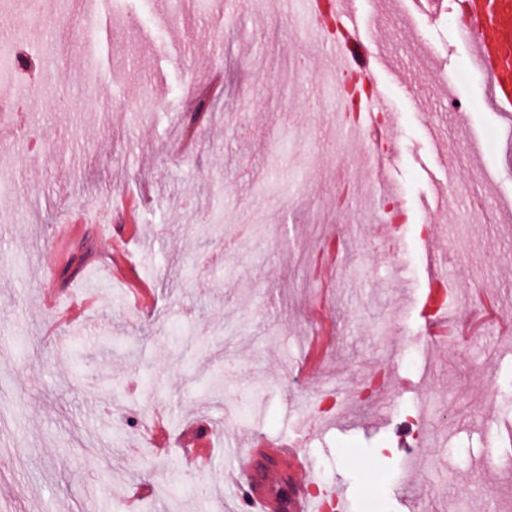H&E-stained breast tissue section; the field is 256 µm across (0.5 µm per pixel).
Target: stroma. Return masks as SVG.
<instances>
[{"label":"stroma","mask_w":512,"mask_h":512,"mask_svg":"<svg viewBox=\"0 0 512 512\" xmlns=\"http://www.w3.org/2000/svg\"><path fill=\"white\" fill-rule=\"evenodd\" d=\"M27 0H9L0 27L24 31L70 62L46 95L14 81L0 141V512H240L224 499V439L253 436L319 458L348 512H402L405 497L432 498L440 512H486L496 491L512 492V342L497 326L478 342L413 344L423 298L446 275L466 305L512 313V150L496 146L502 114L484 107L485 85L458 24L430 20L407 0H354L364 45L382 36L395 157L384 181L365 144L336 123L333 85L318 70L300 0H65L49 25L28 24ZM100 54V95L131 102L90 120L82 55ZM224 96L183 152L182 122L212 71ZM457 74L459 112L434 109ZM439 127L458 159L464 194L433 209L448 163L432 151ZM485 147L468 152L470 136ZM373 182L393 193L405 231L395 251L382 225L355 202L339 210L336 188ZM79 207L86 224L63 229ZM122 212L131 236L122 277L105 230ZM217 239L253 227L239 249L209 261L199 216ZM339 248L337 276L314 281L326 249ZM152 290L149 315L134 314L127 290ZM84 305L94 324L53 326L43 305ZM322 334L318 373L300 380L311 327ZM388 375V418L352 408L340 430L313 435L310 404L338 381L341 399ZM427 446L409 481L397 427L417 418ZM151 417L147 447L127 436V417ZM205 443L216 465L192 467L185 451ZM499 464L487 468L488 456ZM205 485L172 509V481Z\"/></svg>","instance_id":"stroma-1"}]
</instances>
